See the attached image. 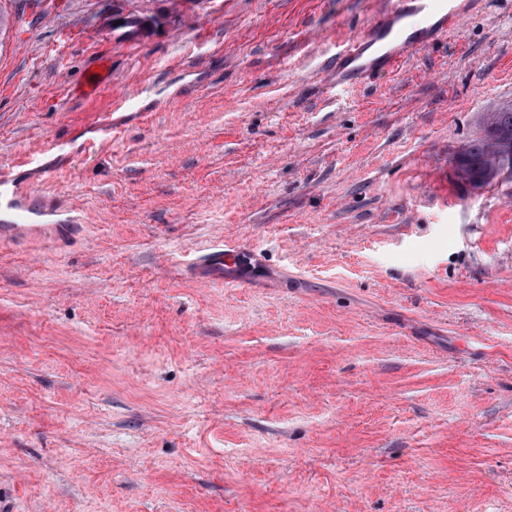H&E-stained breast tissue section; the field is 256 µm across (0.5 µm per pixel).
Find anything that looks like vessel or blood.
<instances>
[{
	"label": "vessel or blood",
	"mask_w": 512,
	"mask_h": 512,
	"mask_svg": "<svg viewBox=\"0 0 512 512\" xmlns=\"http://www.w3.org/2000/svg\"><path fill=\"white\" fill-rule=\"evenodd\" d=\"M480 4L481 0H386L376 23L364 36L337 48L329 72L330 86L344 90L359 79L393 72L424 43L453 31ZM57 219L79 224L83 215L73 206L58 216L45 210L35 197L16 186L11 168L0 166V240L10 241L26 232L29 225ZM240 255L239 244L226 239L202 252L210 264L223 268L237 266Z\"/></svg>",
	"instance_id": "b4317fda"
}]
</instances>
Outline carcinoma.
<instances>
[{"mask_svg": "<svg viewBox=\"0 0 512 512\" xmlns=\"http://www.w3.org/2000/svg\"><path fill=\"white\" fill-rule=\"evenodd\" d=\"M485 130L468 141L455 159L459 179L474 186L494 183L485 168L490 145L489 134H494L503 142L512 144V109H495L486 114Z\"/></svg>", "mask_w": 512, "mask_h": 512, "instance_id": "1", "label": "carcinoma"}]
</instances>
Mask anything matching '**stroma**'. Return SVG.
Listing matches in <instances>:
<instances>
[{"instance_id":"stroma-1","label":"stroma","mask_w":512,"mask_h":512,"mask_svg":"<svg viewBox=\"0 0 512 512\" xmlns=\"http://www.w3.org/2000/svg\"><path fill=\"white\" fill-rule=\"evenodd\" d=\"M383 5L0 0V165L69 142L21 181L86 215L0 245V512H512V180L454 162L512 0L330 89ZM241 253L240 245L236 241L224 239L203 251L195 253L193 260L206 258L214 266L234 268L239 264Z\"/></svg>"}]
</instances>
